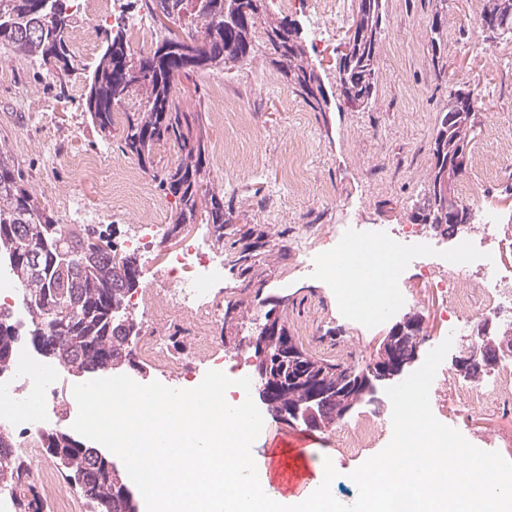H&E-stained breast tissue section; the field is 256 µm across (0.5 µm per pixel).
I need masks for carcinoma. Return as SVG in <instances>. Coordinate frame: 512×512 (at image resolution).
I'll list each match as a JSON object with an SVG mask.
<instances>
[{
  "instance_id": "1",
  "label": "carcinoma",
  "mask_w": 512,
  "mask_h": 512,
  "mask_svg": "<svg viewBox=\"0 0 512 512\" xmlns=\"http://www.w3.org/2000/svg\"><path fill=\"white\" fill-rule=\"evenodd\" d=\"M140 10L155 22L165 19L181 35L169 40L172 30L161 25L165 35L146 54L134 56L121 27L105 30V44L85 85L81 106L93 125L109 134L115 108L130 96H140L139 106L127 113L123 128L124 151L145 172H153L159 187L179 205L173 228L181 224L213 225L217 239L224 238V191L210 180L208 142L201 113L187 112L176 97L180 77L202 76L237 64L248 65L264 49V56L286 79L297 95L314 110L321 108L315 94L320 83L315 66L307 57L295 27L268 12L261 0H139ZM74 16L68 0H0V44L12 47L26 59L45 67L47 75L69 73L80 64L70 47L69 30ZM385 22V0H357L351 30L355 40L352 57L344 63L336 83L345 102L371 105L378 78V45ZM480 24L490 40L512 39V0H485ZM448 34V0H435L427 28L431 63L443 71V41ZM474 91L457 88L448 94L433 141L434 163L427 185L416 200L411 218L416 224H434L442 232L471 218L462 201L448 206L440 181L448 170L462 175L459 162L472 141L476 126ZM172 141L179 146L177 163L154 170L157 145ZM96 239L102 244L98 256L83 267L62 262L59 252L83 251ZM58 248H46L44 242ZM110 241L89 224H61L46 210L25 178L6 142L0 141V263L7 264L21 290L22 303L31 321L30 339L42 336L53 344V360L80 365L92 372L110 370L118 357L132 362L125 334L110 320L113 308H126L127 298L139 287L137 258L115 265ZM68 309L60 315L59 306ZM21 338L19 324L8 310L0 309V372L12 362ZM302 368H289L283 358L270 369L272 395L281 406L302 399L310 380L327 386L350 374L351 368L328 363L304 353ZM0 446V490L14 496V512H43L37 496L27 493L29 466L15 451L18 441ZM43 448L68 454L74 469L85 473L89 489H80L96 512H136L133 494L124 482L109 480L105 461L90 446H78L65 436H35Z\"/></svg>"
}]
</instances>
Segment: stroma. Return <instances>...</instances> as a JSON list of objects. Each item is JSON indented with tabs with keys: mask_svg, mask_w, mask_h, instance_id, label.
<instances>
[{
	"mask_svg": "<svg viewBox=\"0 0 512 512\" xmlns=\"http://www.w3.org/2000/svg\"><path fill=\"white\" fill-rule=\"evenodd\" d=\"M342 8L329 24V47L314 64L321 74L328 105L313 111L265 57L252 63L205 76L180 78L177 95L186 111L201 113L209 146L210 178L223 188L224 203L234 220L216 238L208 224H188L173 232L176 200L165 194L152 176L140 189L142 213L159 209L161 232L147 253L139 255L141 281L186 240L219 243L224 252V304L229 311L219 329L216 356L194 361V376L181 368L160 369L143 358L124 367L136 382L154 381L185 389L200 384L209 367L244 364L254 369L248 344L266 310L260 301L277 300L276 315L290 336L317 359L360 370L370 363L375 345L388 328L347 322L336 314V296L318 280L300 274L304 256L290 247L291 238L307 233L328 239L343 218L336 199L362 198L357 223H409L411 208L426 185L440 112L456 86L477 95L476 134L470 144L465 175L456 185L464 196L467 185L478 182L501 221L512 228V174L503 162L512 144V42L487 40L468 20L479 17L483 0H449L447 66L437 74L424 36L435 8L433 0H386V20L379 45V80L369 108L344 104L336 86V47L353 20L356 0H341ZM104 47L96 39L90 48L75 47L79 70L52 78L0 46V139L7 140L27 183L60 223H73L58 203L65 196L90 209L88 223L111 228L117 248H124L137 225L126 210L125 170L136 159L123 152L125 115L137 107L129 99L116 109L110 135H103L82 112L78 101ZM223 88L234 107L221 115L214 110V91ZM106 154L110 162L96 179L88 180L73 167V158ZM112 185L110 199H102L101 183ZM250 246V271H242L238 257ZM411 312L422 314L428 328L420 347L428 353L446 334L441 321L442 300L421 280H414ZM380 417L383 433L375 447L357 456L340 453L337 440L362 418ZM435 418L457 429L472 445L499 452L512 461V418L493 405L474 409L468 418L455 407L435 411ZM392 437L391 413L363 404L314 435L315 452L330 457L338 472L336 497L348 503L358 496L350 474L384 449Z\"/></svg>",
	"mask_w": 512,
	"mask_h": 512,
	"instance_id": "1",
	"label": "stroma"
}]
</instances>
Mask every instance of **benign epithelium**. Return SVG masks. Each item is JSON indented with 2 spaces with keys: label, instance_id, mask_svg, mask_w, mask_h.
<instances>
[{
  "label": "benign epithelium",
  "instance_id": "benign-epithelium-1",
  "mask_svg": "<svg viewBox=\"0 0 512 512\" xmlns=\"http://www.w3.org/2000/svg\"><path fill=\"white\" fill-rule=\"evenodd\" d=\"M279 320L275 313L267 315V321L257 336L251 339L255 350L256 377L259 392L264 404H269L265 385V372L260 367L266 365L270 348L274 345L288 349V363L300 361V353L293 337H279ZM424 320L415 314H406L392 324L379 343V348L367 368L357 374L347 386L336 385L328 390L317 383L309 384L305 398L288 410L279 412L276 417L285 425L306 432L321 431L324 426L315 419L313 412L318 406L336 400V419L340 420L363 403H380L385 389L398 384L405 373L419 359L423 340ZM478 337L485 342L481 347H470L455 357L452 366L457 375L469 379L474 369L481 363L512 359V324L495 323L490 319L478 327Z\"/></svg>",
  "mask_w": 512,
  "mask_h": 512
}]
</instances>
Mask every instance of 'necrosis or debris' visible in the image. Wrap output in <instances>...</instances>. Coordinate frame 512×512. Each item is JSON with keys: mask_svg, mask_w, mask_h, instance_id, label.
<instances>
[{"mask_svg": "<svg viewBox=\"0 0 512 512\" xmlns=\"http://www.w3.org/2000/svg\"><path fill=\"white\" fill-rule=\"evenodd\" d=\"M471 216L482 229L480 239L463 237V258L448 266L447 253L436 250L437 229L427 224H408L395 229L385 224L362 228L342 224L336 235L341 244H355L363 251L376 253L396 247L400 257L416 253L420 262L419 277L445 300L443 320L449 333L460 336L469 319L488 314L512 320V276L502 267L497 240L500 216L497 210L482 204L477 196L467 198ZM224 286V263L211 248L191 240L184 243L165 263L156 277L136 288L127 303V315L138 321L139 336L135 350L150 362L171 363L170 341L174 334L188 333L199 353L215 354L217 343L211 331L221 309ZM18 364L0 374V394H26L46 402L53 400L54 411L69 414L77 409L72 392L57 382L24 372L21 361L30 360L25 346H18ZM435 398L454 394L461 410L467 411L488 403L512 408V366L504 367L492 384H467L449 389L447 378H436ZM29 480L53 503V512H83L77 500L63 492L55 481L52 461L32 471Z\"/></svg>", "mask_w": 512, "mask_h": 512, "instance_id": "4bbe7bcc", "label": "necrosis or debris"}]
</instances>
